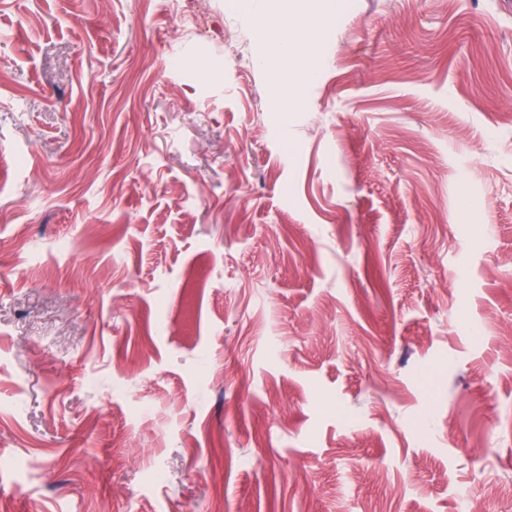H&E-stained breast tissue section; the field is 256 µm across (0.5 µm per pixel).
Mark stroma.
I'll return each mask as SVG.
<instances>
[{"label": "stroma", "mask_w": 512, "mask_h": 512, "mask_svg": "<svg viewBox=\"0 0 512 512\" xmlns=\"http://www.w3.org/2000/svg\"><path fill=\"white\" fill-rule=\"evenodd\" d=\"M261 24L0 0V512H512V0ZM296 21L288 24V12L281 16L276 27L263 30L268 52L273 56L288 57L298 52L297 43L293 37ZM322 38V30L309 32L305 35L307 49L304 67L299 72H289L288 77L281 79V84L284 86V91L279 101L281 112H288L300 101L307 81L312 78L313 73L317 69L320 60L319 45Z\"/></svg>", "instance_id": "stroma-1"}]
</instances>
